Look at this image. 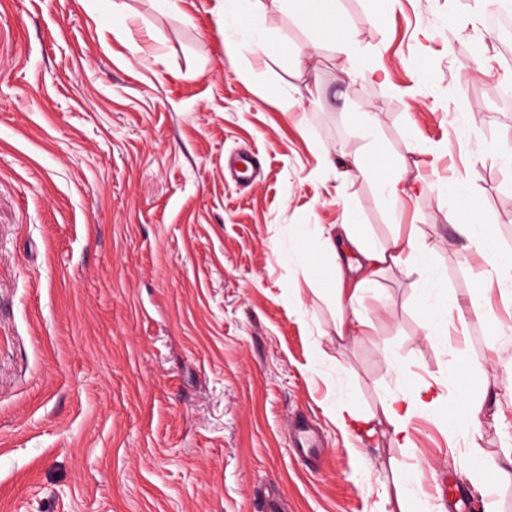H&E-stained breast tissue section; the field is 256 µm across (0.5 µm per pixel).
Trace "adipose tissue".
<instances>
[{
  "instance_id": "obj_1",
  "label": "adipose tissue",
  "mask_w": 512,
  "mask_h": 512,
  "mask_svg": "<svg viewBox=\"0 0 512 512\" xmlns=\"http://www.w3.org/2000/svg\"><path fill=\"white\" fill-rule=\"evenodd\" d=\"M446 219L455 233L465 241L467 247L479 251L486 262L487 272L499 281L512 280V255L500 252L484 225L463 224L456 213H448ZM325 244L333 260L331 269L332 287L340 302L354 305L362 293L372 288L375 275L383 266L423 267L427 274L421 286V296L425 300L431 317V334L441 338L448 334V294L440 286L439 275L427 267L430 248L416 238H394L384 243H376L359 224L354 212H347L346 221L337 225L335 232L326 233ZM357 256L355 268L359 275L353 285H346L342 269L343 258L347 253ZM442 397L430 387H419L410 392L391 395L382 405L379 415L367 418L353 411L349 406H341L335 414L340 427L350 433L363 430L370 424L386 427L395 440L407 442V424L416 410H435L441 405Z\"/></svg>"
}]
</instances>
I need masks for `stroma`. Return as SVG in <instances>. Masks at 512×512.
<instances>
[{
  "label": "stroma",
  "instance_id": "1",
  "mask_svg": "<svg viewBox=\"0 0 512 512\" xmlns=\"http://www.w3.org/2000/svg\"><path fill=\"white\" fill-rule=\"evenodd\" d=\"M117 2L124 29L106 0H0V512H252L267 491L287 512H448L446 476L512 512V483L473 477L512 450V296L445 219L470 208L512 253V60L484 0H309L323 41L272 11L234 47L224 0ZM243 149L261 179L225 176ZM356 155L412 192L389 200ZM348 205L375 241L431 247L446 338L421 269L342 311L314 279L311 227ZM340 313L367 328L337 340ZM401 374L443 396L407 445L342 432L337 403L378 413ZM487 386L499 412L463 438L459 391ZM295 412L317 462L289 449ZM302 455L319 456L325 451L316 428L304 420L290 421L288 425V441Z\"/></svg>",
  "mask_w": 512,
  "mask_h": 512
}]
</instances>
